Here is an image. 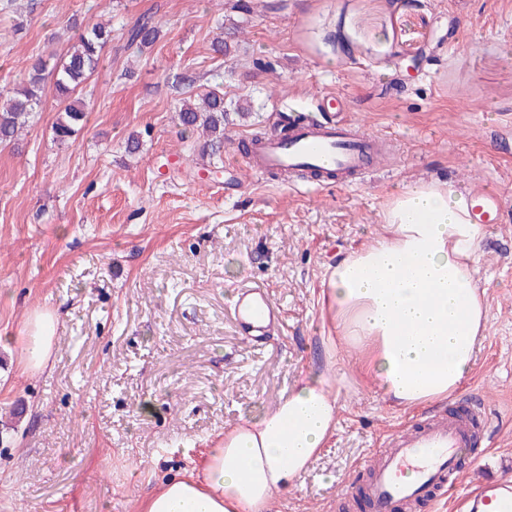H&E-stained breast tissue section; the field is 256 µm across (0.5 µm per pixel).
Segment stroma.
I'll return each instance as SVG.
<instances>
[{
	"label": "stroma",
	"instance_id": "1",
	"mask_svg": "<svg viewBox=\"0 0 512 512\" xmlns=\"http://www.w3.org/2000/svg\"><path fill=\"white\" fill-rule=\"evenodd\" d=\"M161 28L141 56L119 36L143 13ZM114 40L76 90L85 127L64 142L47 93L18 141L0 145V333L56 309L50 368L23 372L0 346V512H135L225 428L287 398L336 356L329 268L381 231L389 196L419 180L486 184L509 209L486 227L478 275L491 319L461 394L490 419L459 492L512 477V0H13L0 11V90L61 57L76 22ZM231 47L219 55L217 36ZM224 95L221 155L182 142L175 106ZM387 136L371 180L313 191L232 165L234 141L322 97ZM139 147L128 152L129 139ZM269 291L284 323L264 343L234 319L241 286ZM348 350L335 436L270 512L345 507L363 459L421 409L359 379Z\"/></svg>",
	"mask_w": 512,
	"mask_h": 512
}]
</instances>
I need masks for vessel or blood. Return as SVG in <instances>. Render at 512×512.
Instances as JSON below:
<instances>
[{
    "mask_svg": "<svg viewBox=\"0 0 512 512\" xmlns=\"http://www.w3.org/2000/svg\"><path fill=\"white\" fill-rule=\"evenodd\" d=\"M326 113L291 123L287 132L259 142L241 140L242 156L253 171L280 172L318 189L340 180L361 182L376 173L383 154L382 136L353 123L344 98L329 97ZM471 213L481 224L498 223L505 202L494 189L476 187ZM235 319L249 341L267 335L279 321V308L260 288L243 290L235 303ZM489 428L481 409L468 402L394 433L375 449L364 471L361 491L372 512H401L429 497L451 496L455 512H512V479L489 478L475 489L456 495L457 477L465 451L480 442Z\"/></svg>",
    "mask_w": 512,
    "mask_h": 512,
    "instance_id": "b4317fda",
    "label": "vessel or blood"
}]
</instances>
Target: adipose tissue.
Listing matches in <instances>:
<instances>
[{
	"instance_id": "1",
	"label": "adipose tissue",
	"mask_w": 512,
	"mask_h": 512,
	"mask_svg": "<svg viewBox=\"0 0 512 512\" xmlns=\"http://www.w3.org/2000/svg\"><path fill=\"white\" fill-rule=\"evenodd\" d=\"M484 225L451 185L417 181L391 195L383 232L337 259L328 312L341 344L401 409L453 395L474 366L490 311L477 278ZM58 317L37 309L14 341L26 371L51 363ZM335 378L305 376L288 398L225 432L177 479L158 481L137 512H266L293 488L337 424Z\"/></svg>"
}]
</instances>
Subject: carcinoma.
Masks as SVG:
<instances>
[{
    "mask_svg": "<svg viewBox=\"0 0 512 512\" xmlns=\"http://www.w3.org/2000/svg\"><path fill=\"white\" fill-rule=\"evenodd\" d=\"M161 29L150 14L140 16L122 34L123 49L141 55L160 38ZM112 42V28L101 23L88 26L76 38L55 66V81L51 90L69 100L54 126L56 139L66 141L76 128L87 123L90 104L83 98L70 99L78 86L99 66L104 48ZM47 65L37 59L27 68L21 85L8 92L0 101V144L11 143L30 126L36 111L47 95ZM183 132L202 129L208 135L205 145L211 153L220 152L224 144V97L209 93L198 104L182 101L176 107Z\"/></svg>",
    "mask_w": 512,
    "mask_h": 512,
    "instance_id": "carcinoma-1",
    "label": "carcinoma"
}]
</instances>
